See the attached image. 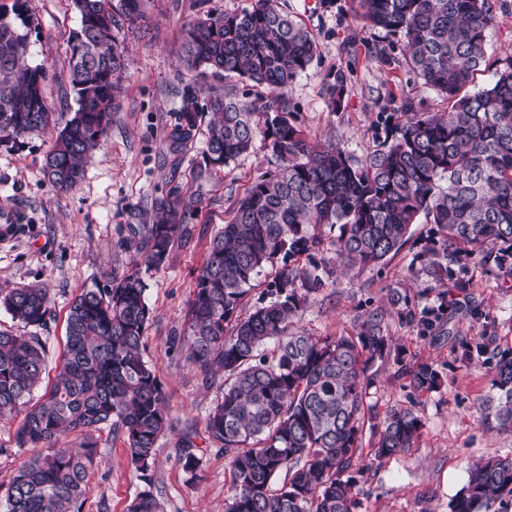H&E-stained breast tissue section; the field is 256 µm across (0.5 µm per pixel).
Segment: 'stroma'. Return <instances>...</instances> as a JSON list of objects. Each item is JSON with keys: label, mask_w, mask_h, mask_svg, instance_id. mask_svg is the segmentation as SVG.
Wrapping results in <instances>:
<instances>
[{"label": "stroma", "mask_w": 512, "mask_h": 512, "mask_svg": "<svg viewBox=\"0 0 512 512\" xmlns=\"http://www.w3.org/2000/svg\"><path fill=\"white\" fill-rule=\"evenodd\" d=\"M315 34L319 54L289 88L285 101L290 120L312 141L341 140L355 155L376 149L384 137L382 114H399L400 101L422 100L431 112L448 109L447 100L414 80L406 65H384L375 53L383 35L356 17L353 0H280ZM34 19L29 65L43 66L44 91L53 123L21 146H0V225H12L0 239V293L29 285L50 288L53 316L37 329L46 350L43 385H51L65 347L70 302L83 289L106 284L122 274L135 255L125 239L130 224L153 223L156 198L172 186L201 196L203 204L186 242L176 245L167 265L145 276L152 318L144 333L143 356L156 370L167 394L172 424L157 443L149 474L164 512H224L234 494L223 452L208 441L205 420L221 395L206 385L174 337L187 327L188 304L213 234L232 216L235 202L271 167L262 143L224 169L206 167L202 150L207 136L199 130L192 148L174 162L167 132L176 121L179 91L196 80L205 92L233 98L248 96L256 107L270 91H247L240 78L193 76L182 63L185 32L197 15L196 0H145L146 23L125 30L126 73L121 109L73 190L60 192L44 178L42 165L58 132L76 108L70 85V37L79 26L72 0H28ZM342 84L339 108L328 105L331 85ZM433 225H414L408 243L385 266L342 271L334 252L317 255L326 266L323 285L309 294L292 326L312 336L354 334L366 312L382 310V327L392 338L389 357L369 370L367 402L372 422L382 425L390 409H408L421 422L416 448L382 461L360 456L356 471L357 512H448L481 461L512 456V429L499 426L491 368L499 352L512 349V270L480 257L455 258L463 286L449 289L432 273L438 250ZM455 304L434 335L420 336L424 308L438 305L443 293ZM483 344L482 354L461 361L459 341ZM427 362L439 375L435 389L413 388L408 367ZM20 417L0 419V487L9 485L29 454L20 447ZM195 426L202 448L198 480H189L178 462L180 434ZM70 447L90 444L96 451L91 489L82 512H127L143 484L128 458L123 431L103 426L90 435L69 433Z\"/></svg>", "instance_id": "obj_1"}]
</instances>
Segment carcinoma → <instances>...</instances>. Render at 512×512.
Masks as SVG:
<instances>
[{
    "label": "carcinoma",
    "instance_id": "1",
    "mask_svg": "<svg viewBox=\"0 0 512 512\" xmlns=\"http://www.w3.org/2000/svg\"><path fill=\"white\" fill-rule=\"evenodd\" d=\"M198 0L199 15L182 45V61L224 78L240 76L277 92L263 112L223 94L200 102L195 82L182 87L168 146L181 155L192 146L204 114L203 157L220 169L248 153L256 139L273 159L210 239L195 278L188 325L178 348L207 381L224 373L221 396L206 419L210 443L229 461L235 494L225 512H355V477L362 452L375 460L416 447L421 419L392 409L375 438L363 441L372 407L366 402L369 364L391 352L383 315L372 311L353 335L312 338L289 330L303 299L321 284L319 266L301 257L334 250L336 260L372 269L394 257L412 225L436 226L443 251L471 257L496 247V263L512 259V58L491 83L467 90L487 65L494 0H356V13L385 33L376 50L384 63L402 60L424 87L448 98V111L426 112L412 98L401 120L384 123L378 148L358 157L339 141L312 143L288 119L284 93L305 73L318 46L312 32L278 0H250L239 12H216ZM80 18L70 41L69 79L77 109L45 157L44 176L56 189H73L85 160L120 109L125 72L120 31L144 18L143 0H73ZM28 0L0 4V145L41 133L52 112L43 68L24 64ZM400 42V56L389 53ZM202 200L177 187L156 200L154 224H129L131 267L103 287L71 302L60 372L40 403L29 405L46 370L39 337L0 331V418L23 414L22 446L37 449L4 492L7 512H81L90 490L94 450L77 451L63 439L104 425L126 436L130 463L144 488L129 512H163L148 476L160 437L169 428L166 391L144 360L142 341L151 312L144 274L165 267ZM271 266L270 301L246 316L240 308L252 283ZM51 290L22 286L0 298L13 319L41 328L52 315ZM454 299L423 310L426 333L447 317ZM273 343L272 351L263 350ZM437 371L410 370L418 390H431ZM499 391L496 416L512 428V350L493 366ZM178 461L195 481L201 457L194 434L182 433ZM285 474L282 484L275 478ZM512 500V457L471 467L449 512H492Z\"/></svg>",
    "mask_w": 512,
    "mask_h": 512
}]
</instances>
